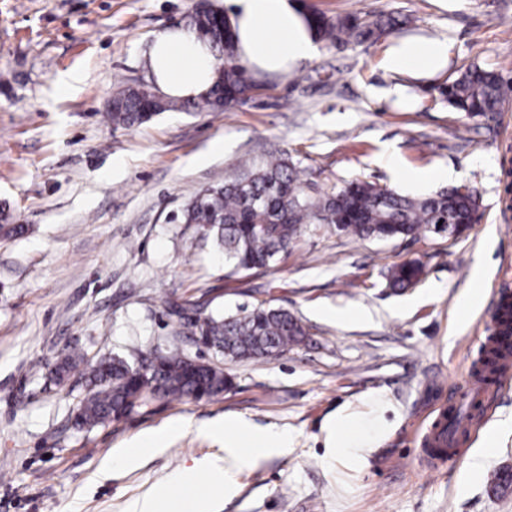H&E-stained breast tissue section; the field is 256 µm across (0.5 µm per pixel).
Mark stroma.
Returning a JSON list of instances; mask_svg holds the SVG:
<instances>
[{"mask_svg":"<svg viewBox=\"0 0 512 512\" xmlns=\"http://www.w3.org/2000/svg\"><path fill=\"white\" fill-rule=\"evenodd\" d=\"M308 2L332 17L404 19L402 36L447 40L448 65L431 77L389 73L386 34L322 47L234 109L116 128L109 100L150 81L154 33L186 22L195 0H0V207L25 228L0 237V512H125L216 453L202 428L234 415L287 430L293 444L210 512H512V488L491 482L512 471V376L438 469L422 453L484 353L497 301L512 300V222L499 219L512 205V107L470 116L437 92L471 64L512 76V0ZM397 85L410 107L396 105ZM271 149L288 151L324 190L357 176L409 195L469 187L476 221L452 239H355L313 224L271 268L230 273L221 252L196 248L182 205L230 178L245 154ZM411 260L424 265L420 282L388 288L387 270ZM478 263L485 276L466 308ZM200 296L219 310L262 300L288 309L309 336L276 358L225 363L231 383L220 396L72 427L85 391L49 381L59 359L127 358L167 341L169 305ZM369 393L398 412L381 448L361 466L325 462V417L365 412ZM177 420L186 430L163 453L111 466L115 449ZM496 425L494 459L472 468Z\"/></svg>","mask_w":512,"mask_h":512,"instance_id":"1","label":"stroma"}]
</instances>
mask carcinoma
Here are the masks:
<instances>
[{"mask_svg": "<svg viewBox=\"0 0 512 512\" xmlns=\"http://www.w3.org/2000/svg\"><path fill=\"white\" fill-rule=\"evenodd\" d=\"M309 16L318 38L330 45L348 39L375 41L402 25L391 15L331 18L312 9ZM189 26L201 42L222 54L209 92L193 100L158 99L138 85L129 86L112 98V125H141L164 112L226 111L250 98L255 85L239 63L230 27L213 0L195 6ZM438 94L458 112L489 116L512 100V81L471 65L438 87ZM238 167V177L195 192L181 213V222L193 226L201 246H214L224 253L233 274L270 267L296 241L305 224H327L358 239L403 238L431 232L436 224H464L477 209L475 194L458 187L409 196L357 178L322 192L285 151L267 152L258 159L246 156ZM422 275V264L412 260L392 266L386 279L389 287L403 290L414 287ZM209 305L202 298L170 305L168 314L176 321L171 340L138 351L132 362L119 356L66 355L52 370L51 380L59 384L76 372L85 383L86 395L77 405L73 425L79 429L106 425L154 401L217 397L230 384L220 361L281 356L308 335L299 318L265 302L227 312L213 311ZM186 338L213 352L217 360L190 356L181 347ZM146 362L151 371L144 376L139 367Z\"/></svg>", "mask_w": 512, "mask_h": 512, "instance_id": "1", "label": "carcinoma"}]
</instances>
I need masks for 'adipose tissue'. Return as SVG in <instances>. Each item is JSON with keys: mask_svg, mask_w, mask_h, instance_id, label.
<instances>
[{"mask_svg": "<svg viewBox=\"0 0 512 512\" xmlns=\"http://www.w3.org/2000/svg\"><path fill=\"white\" fill-rule=\"evenodd\" d=\"M224 12L232 24L237 57L255 77L288 74L320 54V42L300 0H224ZM447 60V42L436 38L396 39L386 50L383 65L396 74L423 76L441 70ZM149 67L160 94L187 98L209 87L214 59L192 30L178 27L156 33ZM390 409L386 402L380 412L367 416L343 409L330 414L321 427L330 459L364 463L391 428L385 417ZM205 433L220 444L221 451L205 458L200 468L218 478L211 495L227 500L237 496L242 475L272 457L287 454L292 446L287 431L259 427L243 416L211 422ZM174 481L186 489L176 504L177 512H208L211 495L196 490L195 471L178 474Z\"/></svg>", "mask_w": 512, "mask_h": 512, "instance_id": "obj_1", "label": "adipose tissue"}]
</instances>
